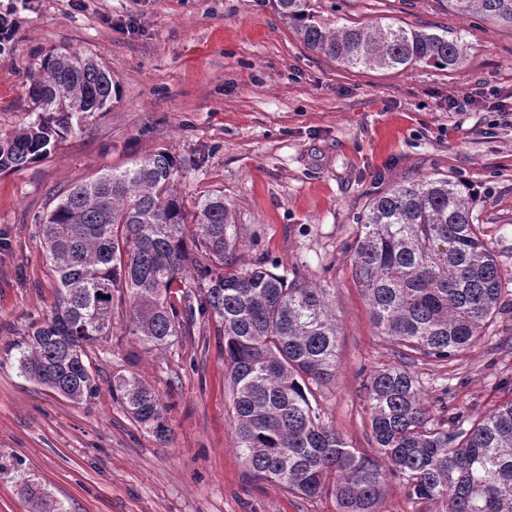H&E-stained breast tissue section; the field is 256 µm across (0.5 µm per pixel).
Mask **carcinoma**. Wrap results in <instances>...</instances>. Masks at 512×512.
<instances>
[{
  "label": "carcinoma",
  "instance_id": "1",
  "mask_svg": "<svg viewBox=\"0 0 512 512\" xmlns=\"http://www.w3.org/2000/svg\"><path fill=\"white\" fill-rule=\"evenodd\" d=\"M303 45L348 67L454 71L467 61L460 34L356 24L329 30L310 0H271ZM464 16L512 30V0H448ZM118 84L94 57L50 51L27 74L34 120L0 135V173L46 156L87 117L106 112ZM174 156L158 150L123 170L71 187L41 224L58 277L44 324L16 341L22 376L74 403L100 390L87 351L112 333L114 299L127 293V332L161 349L196 324L216 322L232 393L236 448L260 478L302 497L334 496L338 512H378L386 480L403 476L408 495L444 512H512V402L460 425L430 423L414 377L381 370L365 386L375 455L351 448L324 426L315 391L336 374V316L325 290L288 281L262 265L236 268L237 225L224 193L195 201L192 223L174 188ZM476 196L461 181L425 178L374 197L351 247L355 280L373 326L407 356L446 361L467 350L500 313L504 274L474 223ZM199 255H191L189 244ZM193 289L197 307L179 310L173 284ZM112 391L139 427L164 442L171 429L158 391L134 376ZM32 512H66L24 478Z\"/></svg>",
  "mask_w": 512,
  "mask_h": 512
}]
</instances>
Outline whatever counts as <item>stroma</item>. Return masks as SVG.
<instances>
[{
  "label": "stroma",
  "mask_w": 512,
  "mask_h": 512,
  "mask_svg": "<svg viewBox=\"0 0 512 512\" xmlns=\"http://www.w3.org/2000/svg\"><path fill=\"white\" fill-rule=\"evenodd\" d=\"M329 29L396 23L461 32L465 67L353 69L308 50L270 0H0L15 24L0 58V133L30 120L24 75L52 50L89 54L119 86L50 154L0 174V512H29L20 476L67 512H336L257 479L235 444L224 339L206 319L152 350L127 336L128 305L94 345L100 393L88 404L20 375L12 344L51 313L56 274L39 229L60 195L161 149L178 162L185 205L219 190L235 216L240 267L263 263L325 290L336 314V376L316 393L321 421L373 453L364 384L404 366L433 422L480 417L512 401V31L449 10L446 0H311ZM481 91L487 105H464ZM459 108H449V100ZM449 177L476 193L474 211L506 275L503 310L446 362L403 361L379 335L354 281L357 217L399 182ZM135 375L172 405L158 442L113 398Z\"/></svg>",
  "instance_id": "1"
}]
</instances>
